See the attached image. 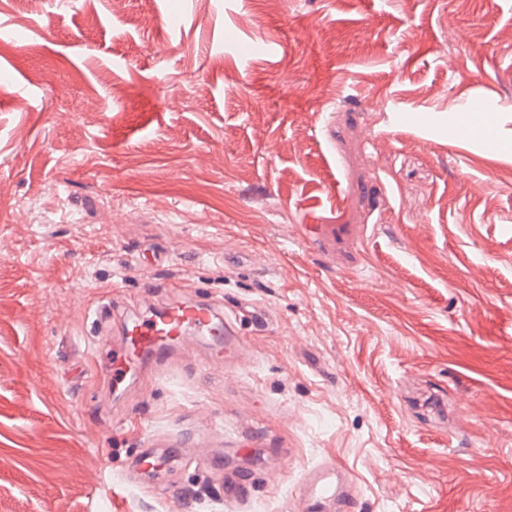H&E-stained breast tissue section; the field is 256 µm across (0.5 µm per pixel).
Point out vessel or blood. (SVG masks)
<instances>
[{"instance_id": "1", "label": "vessel or blood", "mask_w": 512, "mask_h": 512, "mask_svg": "<svg viewBox=\"0 0 512 512\" xmlns=\"http://www.w3.org/2000/svg\"><path fill=\"white\" fill-rule=\"evenodd\" d=\"M123 342L113 346L99 340L98 355L105 359L114 390L132 383L143 366L166 365L174 350L199 340L211 339L210 364L222 367L230 363L241 338L232 318L224 316L218 303L196 299H178L141 314L130 312L123 320ZM163 470L160 455L150 447L141 449L129 464L125 481L137 484L141 474ZM309 512H356L359 487L353 478H339L335 461L326 460L309 470L303 483Z\"/></svg>"}]
</instances>
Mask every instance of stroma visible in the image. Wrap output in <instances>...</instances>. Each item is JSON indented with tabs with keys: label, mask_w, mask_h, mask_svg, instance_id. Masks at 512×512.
<instances>
[{
	"label": "stroma",
	"mask_w": 512,
	"mask_h": 512,
	"mask_svg": "<svg viewBox=\"0 0 512 512\" xmlns=\"http://www.w3.org/2000/svg\"><path fill=\"white\" fill-rule=\"evenodd\" d=\"M0 512H512V0H0ZM273 40L242 60L220 42ZM240 257L225 262V247ZM229 308L112 390L91 310ZM258 310L264 328L249 318ZM176 449L170 496L123 479ZM244 479L242 503L228 485ZM461 113L464 114L462 119V127L464 131H483L487 133L492 132V121L489 118L487 107L483 104L472 102L469 112ZM146 446L147 448H141L127 468L125 481L128 485L138 486V479L142 473L159 474L163 470L161 456L153 448H150L154 444L147 440ZM334 460H325L305 475L303 491L309 512H354L359 505V486L350 476L339 481Z\"/></svg>",
	"instance_id": "obj_1"
}]
</instances>
